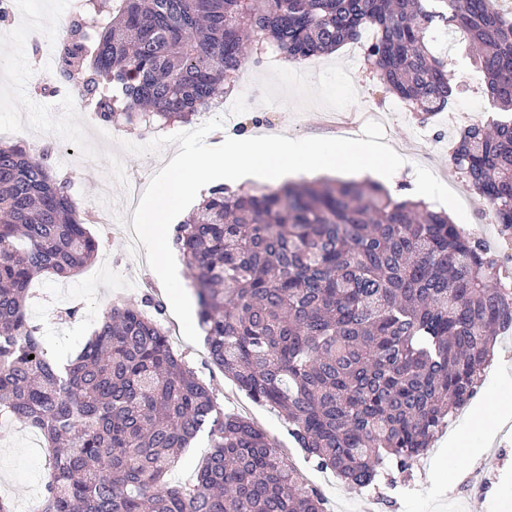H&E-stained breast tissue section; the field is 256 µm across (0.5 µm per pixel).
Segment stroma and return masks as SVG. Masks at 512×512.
<instances>
[{
	"label": "stroma",
	"instance_id": "35a3bbf8",
	"mask_svg": "<svg viewBox=\"0 0 512 512\" xmlns=\"http://www.w3.org/2000/svg\"><path fill=\"white\" fill-rule=\"evenodd\" d=\"M373 36V30H364L361 41L346 44L342 52L300 64L284 61L272 47L251 57L226 95L235 111L225 113L223 130L210 132L207 144L240 132L336 138L341 131L331 126L330 117L340 113H359L363 124L381 122L385 143L448 183L466 210L465 232L485 241L500 264L512 270V239L501 237L494 216L488 215L486 205L449 162L448 147L461 127L489 116V100L480 91L483 77L466 55L464 42L451 32L442 36L435 51L452 58L456 80L472 91L450 112L440 113L423 126L396 97L375 92L361 57L363 43ZM0 48L14 62L10 70L0 71V141L15 142L23 133L30 145L53 146L55 172L73 181L83 203L98 205L108 200L120 206L127 180L149 169H162L166 158L178 151L174 143L156 153H126L122 142L145 144L154 139V132L117 130L84 108L70 110L35 93L19 94L17 82L32 87L36 75L48 71L49 54L36 52L26 31L2 21ZM87 229L99 244L95 260L70 280L50 276L37 280L35 297L28 305L31 321L42 328L45 347L69 359L91 335L105 308L115 301L139 303L140 282L152 276L146 249L131 236L127 225L108 229L91 223ZM68 308L76 309L74 318L65 317ZM170 330L173 349L186 354L222 408L251 419L273 437L298 473L321 491L330 512H504L506 503L512 502V414L501 417L492 434L472 438L479 458L448 456L449 436L471 427L470 411L492 414L501 392L512 388V332L499 336V354L486 368L484 382L468 408L453 416L445 434L432 443L415 468L411 484L393 491L392 502L386 505L376 499L374 491L347 485L334 473L308 462L292 443L277 408L254 403L211 365L205 343L187 342L180 325H171ZM47 472V452L40 439L21 421L0 416V498L14 501L15 512H28L44 488Z\"/></svg>",
	"mask_w": 512,
	"mask_h": 512
}]
</instances>
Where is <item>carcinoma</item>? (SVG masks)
<instances>
[{
	"mask_svg": "<svg viewBox=\"0 0 512 512\" xmlns=\"http://www.w3.org/2000/svg\"><path fill=\"white\" fill-rule=\"evenodd\" d=\"M76 0L58 75L96 118L161 130L224 101L252 50L298 63L375 35L377 87L422 124L458 90L438 23L475 49L500 118L464 127L450 162L512 234V16L491 0ZM88 13L106 14L97 30ZM52 152L0 144V410L39 432L50 477L33 512H326L275 441L221 409L175 352L150 295L113 303L78 354L48 356L26 300L97 254ZM174 243L210 362L281 409L307 457L349 484L394 489L482 385L512 326V273L421 201L371 182L210 189ZM190 484L167 476L201 433Z\"/></svg>",
	"mask_w": 512,
	"mask_h": 512,
	"instance_id": "obj_1",
	"label": "carcinoma"
}]
</instances>
